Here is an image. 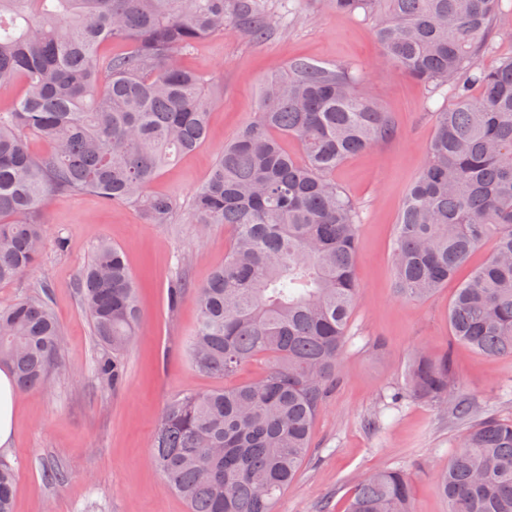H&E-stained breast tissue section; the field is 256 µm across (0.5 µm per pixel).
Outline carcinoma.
Returning <instances> with one entry per match:
<instances>
[{"mask_svg": "<svg viewBox=\"0 0 512 512\" xmlns=\"http://www.w3.org/2000/svg\"><path fill=\"white\" fill-rule=\"evenodd\" d=\"M374 22L379 59L454 104L434 113L423 168L404 199L391 248L397 296L432 297L487 241L493 249L448 308L455 342L512 360V58L485 69L478 55L512 20L501 0H325ZM234 26L254 40L274 31L260 0H0V86L20 89L0 110V285L30 271L44 247L52 194H98L171 223L177 203L150 191L172 158L208 138L204 79L183 54ZM129 50L104 55L105 43ZM354 68L288 63L263 83L255 117L227 144L191 203V223L222 224L224 262L190 288H167L169 311L194 293L191 367L224 380L253 361L257 377L184 391L162 410L150 462L188 512H274L309 453L360 297L359 209L333 174L397 134L391 114L358 89ZM44 149L35 154L31 140ZM294 141L299 152H288ZM77 287L102 347L95 376L116 391L139 329L137 287L124 253L95 249ZM61 331L47 302L0 307V365L17 391L46 387ZM453 359L419 348L405 398L468 424L446 467L430 477L448 512H512V419L456 392ZM15 473L0 462V512H13ZM412 477L364 473L345 512H416Z\"/></svg>", "mask_w": 512, "mask_h": 512, "instance_id": "carcinoma-1", "label": "carcinoma"}]
</instances>
